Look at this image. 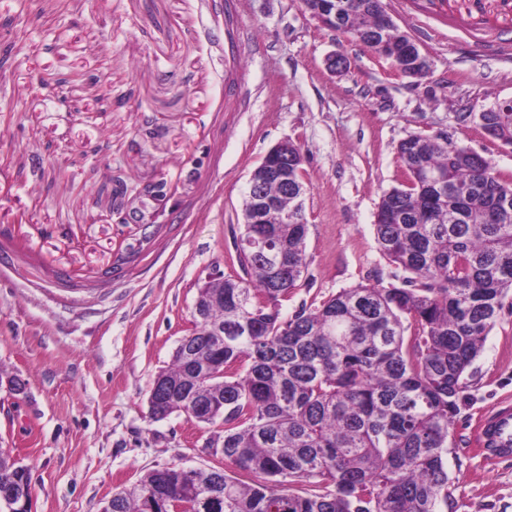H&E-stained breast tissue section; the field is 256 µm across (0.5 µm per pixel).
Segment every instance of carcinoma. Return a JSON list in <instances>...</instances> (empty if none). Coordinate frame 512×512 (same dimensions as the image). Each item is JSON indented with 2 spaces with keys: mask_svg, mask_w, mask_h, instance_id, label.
<instances>
[{
  "mask_svg": "<svg viewBox=\"0 0 512 512\" xmlns=\"http://www.w3.org/2000/svg\"><path fill=\"white\" fill-rule=\"evenodd\" d=\"M342 32L365 48L384 0H331ZM492 137L512 145V103L484 113ZM439 132L398 146L405 182L386 192L376 225L398 284L345 288L288 317L282 302L307 270L306 224H243L284 252L238 255L244 275L224 278V301L197 323L195 359L177 346L154 378L149 417L173 413L217 428L224 471L188 476L155 469L112 492V512H147V492L203 504L197 512H443L452 419L464 373L512 297V177L495 176ZM443 172L433 197L420 166ZM414 326L405 341L404 322ZM224 375L201 374L204 363ZM223 407V420L212 406ZM305 487L303 493L291 485ZM30 496L29 474L0 455V491Z\"/></svg>",
  "mask_w": 512,
  "mask_h": 512,
  "instance_id": "obj_1",
  "label": "carcinoma"
}]
</instances>
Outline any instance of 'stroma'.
Returning a JSON list of instances; mask_svg holds the SVG:
<instances>
[{"instance_id":"1","label":"stroma","mask_w":512,"mask_h":512,"mask_svg":"<svg viewBox=\"0 0 512 512\" xmlns=\"http://www.w3.org/2000/svg\"><path fill=\"white\" fill-rule=\"evenodd\" d=\"M386 3L426 77L321 27L302 0H0L17 41L0 62V373L25 385L0 390V448L27 466L32 512H100L149 471L211 465L210 430L150 420L149 389L193 327L199 281L241 275L247 180L278 141L301 146L309 186L308 266L288 317L402 278L375 230L404 179L401 140L443 130L512 174V146L456 120L512 98V0ZM116 176L175 190L120 224L100 193ZM464 381L447 512H512V460L470 445L512 395V306Z\"/></svg>"}]
</instances>
